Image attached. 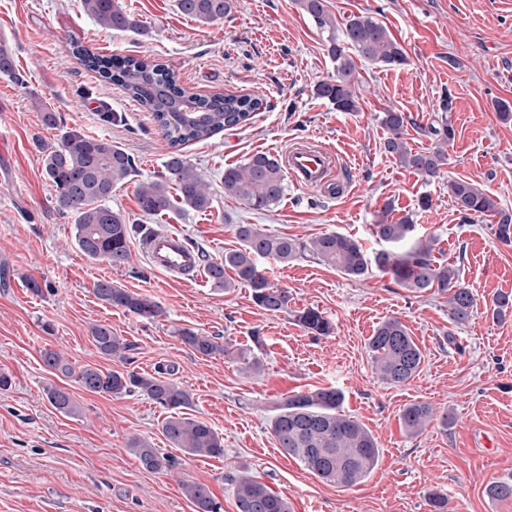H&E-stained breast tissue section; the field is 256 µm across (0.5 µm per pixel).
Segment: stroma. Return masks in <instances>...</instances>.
<instances>
[{
  "mask_svg": "<svg viewBox=\"0 0 512 512\" xmlns=\"http://www.w3.org/2000/svg\"><path fill=\"white\" fill-rule=\"evenodd\" d=\"M142 32L101 28L81 0H0V41L24 77H0V512H194L184 480L205 484L223 512H236L234 488L243 474L268 485L291 512H429L426 494L448 498L449 512H512L486 488L512 481V313L496 321L494 295H512V245L495 236V220L462 218L448 182L479 185L512 211V122L498 102L512 104V0H326L336 19L366 13L382 22L408 61L393 68L359 61L360 109L337 111L313 94L334 71L323 35L295 0H236L224 20L202 24L176 0H119ZM80 44L106 56H147L165 62L193 94H257L264 111L233 129L182 146L208 178L213 204L205 211L173 210L153 217L138 204L139 183L165 175L171 152L151 113L115 85L99 81L70 53ZM452 94L456 130L445 175L427 182L384 149L376 115L405 112L410 147H430L426 130ZM41 100L67 126L111 140L135 160L131 180L112 191L111 205L131 224L181 232L210 260L223 259L239 241L235 227L304 239L336 231L379 249L372 226L384 204L392 218L411 215L416 237L434 241L437 262L459 269L477 309L457 324L445 295L412 293L391 275L369 270L349 278L336 269L295 260H260L273 285L289 290L286 313L258 309L247 286L231 291L207 277L174 280L151 266L132 236L131 265L113 268L84 256L74 224L56 208L36 140H54L32 106ZM116 121L105 122L103 112ZM330 152L332 172L319 188L287 179L280 203L255 211L224 194L225 167L256 153L286 158L296 146ZM429 195V210L417 200ZM109 280L160 303L148 321L100 302L96 281ZM41 291L33 293L29 281ZM313 307L332 324L326 336L295 320ZM400 318L422 350L419 374L392 387L375 374L367 343L385 319ZM110 326L136 351L123 363L98 353L92 326ZM216 337L254 352L260 373L242 371L229 357H204L184 344L180 330ZM45 349L64 352L73 367L151 372L170 379L192 399L186 414L209 423L224 439L218 458L192 457L162 434L164 409L136 394L113 397L84 390L47 368ZM66 388L80 411L69 416L48 402L45 389ZM334 387L343 414L359 420L380 450L375 470L350 488L328 485L278 448L270 430L275 406L298 391ZM424 402L448 416L415 436L400 423L402 409ZM149 440L174 461L163 473L144 470L129 448Z\"/></svg>",
  "mask_w": 512,
  "mask_h": 512,
  "instance_id": "1",
  "label": "stroma"
}]
</instances>
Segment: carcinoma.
<instances>
[{
  "label": "carcinoma",
  "mask_w": 512,
  "mask_h": 512,
  "mask_svg": "<svg viewBox=\"0 0 512 512\" xmlns=\"http://www.w3.org/2000/svg\"><path fill=\"white\" fill-rule=\"evenodd\" d=\"M299 8L313 18L326 33L327 52L335 63L327 81L314 87V95L332 104L340 112L359 111L356 84L359 73L355 58L386 67L407 63L405 51L388 29L368 14L350 15L337 22L325 8V0H296ZM83 10L102 28L124 32L140 31L141 24L125 11L117 0H81ZM234 0H177L178 10L203 23L224 19ZM75 57L102 81L120 86L146 111L152 113L158 126L170 137L175 151L164 164L167 176L174 181L178 199H173L161 182L142 183L137 199L142 212L162 216L175 207L204 211L212 205L211 187L205 176L188 162L176 147L204 140L236 127L264 109L256 95L196 94L185 100L186 90L175 72L165 63L126 56L119 61L74 45ZM0 76L21 81L14 56L0 48ZM41 112L43 124L59 131L56 141L37 142L42 170L50 183L59 211L74 218V239L87 257L120 268L130 263V239L135 228L109 201L116 186L124 184L135 172V160L111 141L68 128L58 113L33 102ZM441 106L444 114L438 125L426 134L435 143L422 151L409 147L405 139L408 116L395 109L379 113L378 120L387 132L384 149L403 167L430 181L445 172L449 165L448 147L456 132L447 118L453 97L446 95ZM285 193V177L279 159L267 153L251 155L245 163L224 169V195L236 198L253 210H265L281 201ZM448 194L456 210L465 218L498 217L496 237L504 244L512 243V213L478 185L462 179L448 180ZM391 208H384L372 232L389 245L368 255L359 242L342 233L330 232L302 239L274 235L257 224H238L235 234L240 247L224 254L222 261L205 264L209 281L226 291L244 284L251 289L252 301L259 309L282 313L288 311L291 296L288 289L272 285L258 264L260 259L286 263L304 260L333 267L341 274L361 277L376 266L391 274L395 281L413 293L432 289L448 295V314L456 323H464L477 309L473 291L461 280L459 270L436 263L431 242L412 236L415 225L411 215L390 219ZM231 271L229 278L226 271ZM102 303L121 308L139 318L153 320L163 314L161 305L148 295L130 292L109 280H99L93 288ZM297 321L316 336L330 332L331 323L315 308H306ZM91 338L98 352L106 357L128 361L134 345L112 334L103 324L91 328ZM183 342L202 356H224L228 345L191 330L181 331ZM372 367L387 385L399 387L409 383L421 370L424 356L405 324L398 318L382 321L368 339ZM43 363L66 377H75L86 390L120 397L137 393L167 410L162 434L175 447L193 457H219L224 454V439L205 422L185 416L191 403L190 393L174 381L163 377L164 368L153 373L108 370L90 365L74 369L65 355L55 349L42 352ZM49 403L59 412L76 415L78 403L69 392L58 386L46 389ZM343 401L341 391L314 389L288 396L270 421L271 433L279 448L298 460L322 482L338 487H352L364 481L374 470L379 448L375 438L363 424L339 413ZM439 421L448 427V415L437 414L427 403H412L401 413V423L409 435L420 433L429 423ZM130 448L140 465L149 472L173 466L170 457L158 452L150 442L131 441ZM184 497L194 512H222V505L209 488L194 481L181 483ZM237 512H291L288 500L266 484L248 476L235 482Z\"/></svg>",
  "instance_id": "1"
}]
</instances>
